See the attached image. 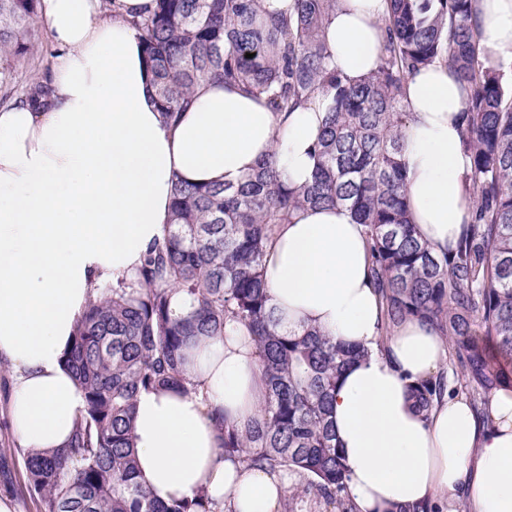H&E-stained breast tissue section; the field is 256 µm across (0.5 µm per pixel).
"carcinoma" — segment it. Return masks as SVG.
Here are the masks:
<instances>
[{
	"label": "carcinoma",
	"mask_w": 512,
	"mask_h": 512,
	"mask_svg": "<svg viewBox=\"0 0 512 512\" xmlns=\"http://www.w3.org/2000/svg\"><path fill=\"white\" fill-rule=\"evenodd\" d=\"M40 0H0V99L17 67L39 52ZM337 0H293L288 15L261 0H151L133 21L157 103L174 120L204 81L234 84L286 115L317 94L330 104L315 144L311 181L287 183L275 156L236 186L177 180L170 224L145 252L137 277L98 287L63 366L83 392L70 447L49 455L21 448L26 490L40 512H197L207 498L155 500L136 480L135 405L143 391L189 384L187 350L246 324L258 350L264 394L257 417H215L224 456L298 480L283 512L304 505L353 512L332 402L346 369L365 351L309 326L284 330L269 305L262 260L275 227L307 207L344 206L365 226L370 275L385 301L383 328L408 319L449 342L471 395L490 422L491 389L512 384V93L480 45L476 0H389L377 68L364 79L329 67L324 28ZM252 57H246V54ZM442 63L466 89L463 146L471 218L437 255L410 220L401 129L404 87ZM181 294L188 307L179 311ZM440 379L414 389L427 412Z\"/></svg>",
	"instance_id": "obj_1"
}]
</instances>
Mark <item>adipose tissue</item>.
I'll use <instances>...</instances> for the list:
<instances>
[{
    "instance_id": "1",
    "label": "adipose tissue",
    "mask_w": 512,
    "mask_h": 512,
    "mask_svg": "<svg viewBox=\"0 0 512 512\" xmlns=\"http://www.w3.org/2000/svg\"><path fill=\"white\" fill-rule=\"evenodd\" d=\"M151 0H40L54 46L41 104L0 106V360L13 374L9 414L22 448L68 447L83 394L61 356L97 287L132 277L161 238L172 187L234 185L269 155L287 181L310 179L329 99L280 118L264 98L203 83L176 125L152 91L132 25ZM480 42L512 66V0H479ZM386 0H339L325 26L330 66L357 80L373 71ZM466 91L434 63L410 77L402 128L407 197L434 253L453 246L470 217L461 120ZM269 303L284 326L312 325L366 349L338 383L336 438L355 512H417L461 503L512 512V388L490 393V422L462 396L422 415L413 384L439 378L446 348L412 319L384 333L363 225L347 208H311L278 225L263 263ZM187 389L142 392L135 434L138 481L157 500L206 492L211 512H281L292 484L281 471L225 458V414L258 411V352L246 325L201 343Z\"/></svg>"
}]
</instances>
